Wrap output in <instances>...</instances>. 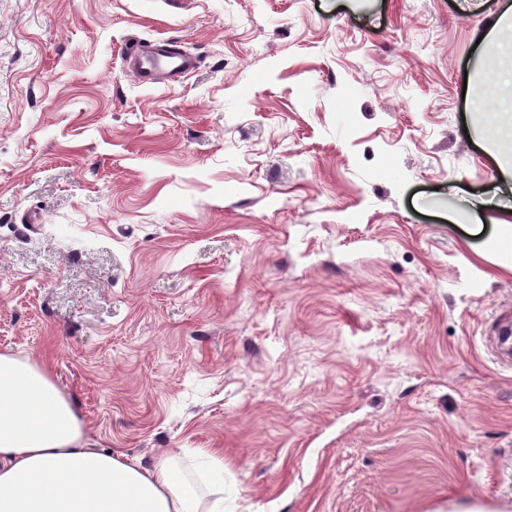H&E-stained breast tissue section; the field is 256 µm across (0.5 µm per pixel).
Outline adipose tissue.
I'll list each match as a JSON object with an SVG mask.
<instances>
[{"label": "adipose tissue", "mask_w": 512, "mask_h": 512, "mask_svg": "<svg viewBox=\"0 0 512 512\" xmlns=\"http://www.w3.org/2000/svg\"><path fill=\"white\" fill-rule=\"evenodd\" d=\"M84 426L40 367L0 354V512H224V455L172 450L151 467L82 445Z\"/></svg>", "instance_id": "ef3b65f1"}]
</instances>
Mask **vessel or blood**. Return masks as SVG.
I'll list each match as a JSON object with an SVG mask.
<instances>
[{"label":"vessel or blood","instance_id":"vessel-or-blood-1","mask_svg":"<svg viewBox=\"0 0 512 512\" xmlns=\"http://www.w3.org/2000/svg\"><path fill=\"white\" fill-rule=\"evenodd\" d=\"M123 61L143 86L171 87L184 81L197 65L195 58L172 39L134 42Z\"/></svg>","mask_w":512,"mask_h":512}]
</instances>
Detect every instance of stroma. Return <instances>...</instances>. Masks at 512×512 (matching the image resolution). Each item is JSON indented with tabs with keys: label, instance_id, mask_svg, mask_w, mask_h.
<instances>
[{
	"label": "stroma",
	"instance_id": "35a3bbf8",
	"mask_svg": "<svg viewBox=\"0 0 512 512\" xmlns=\"http://www.w3.org/2000/svg\"><path fill=\"white\" fill-rule=\"evenodd\" d=\"M512 0H0V353L224 512H512ZM199 60L150 90L126 40ZM478 205L472 223L450 213ZM511 38L502 37L500 27L496 26L491 32V37L498 39L501 43V52L504 60L503 66H490L485 69L486 79L492 90L498 89L509 82L512 86V26Z\"/></svg>",
	"mask_w": 512,
	"mask_h": 512
}]
</instances>
